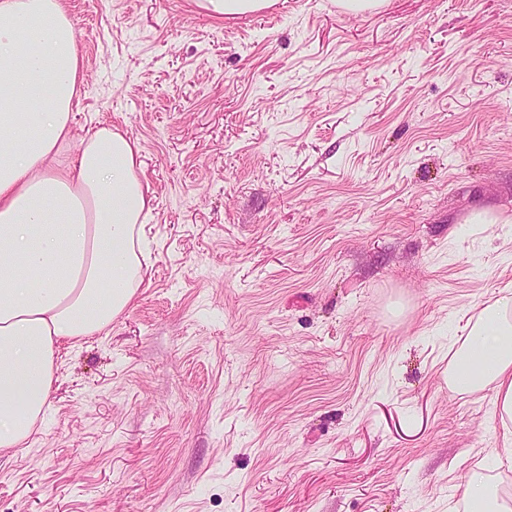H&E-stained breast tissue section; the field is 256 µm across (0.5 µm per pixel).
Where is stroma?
<instances>
[{"instance_id":"35a3bbf8","label":"stroma","mask_w":512,"mask_h":512,"mask_svg":"<svg viewBox=\"0 0 512 512\" xmlns=\"http://www.w3.org/2000/svg\"><path fill=\"white\" fill-rule=\"evenodd\" d=\"M73 138L136 140L150 263L62 348L0 512H464L497 464L459 332L512 288V0H66ZM198 5L217 18L254 13L273 7L276 0H199Z\"/></svg>"}]
</instances>
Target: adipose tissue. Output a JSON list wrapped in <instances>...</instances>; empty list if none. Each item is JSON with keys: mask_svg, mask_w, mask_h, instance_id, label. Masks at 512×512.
<instances>
[{"mask_svg": "<svg viewBox=\"0 0 512 512\" xmlns=\"http://www.w3.org/2000/svg\"><path fill=\"white\" fill-rule=\"evenodd\" d=\"M83 79L62 0H0V452L25 443L51 406L61 345L96 335L144 283L148 188L136 142L101 125L67 153ZM452 390L494 389L512 464V290L471 322ZM466 512H512L486 477L459 486Z\"/></svg>", "mask_w": 512, "mask_h": 512, "instance_id": "adipose-tissue-1", "label": "adipose tissue"}]
</instances>
